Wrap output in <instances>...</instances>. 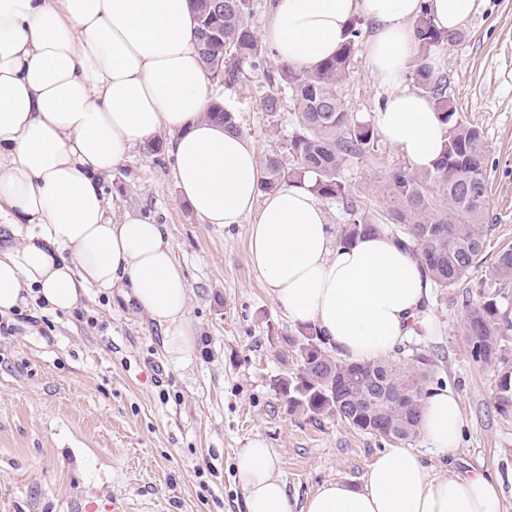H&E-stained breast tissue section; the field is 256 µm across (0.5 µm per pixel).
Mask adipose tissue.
I'll use <instances>...</instances> for the list:
<instances>
[{
    "label": "adipose tissue",
    "mask_w": 512,
    "mask_h": 512,
    "mask_svg": "<svg viewBox=\"0 0 512 512\" xmlns=\"http://www.w3.org/2000/svg\"><path fill=\"white\" fill-rule=\"evenodd\" d=\"M476 0H271L261 36L280 61L311 68L332 56L351 18L376 24L367 65L391 88L379 133L414 168L437 158L445 127L430 97L404 88L417 53L411 22L428 12L456 32ZM194 0H0V316L33 305L69 313L90 289L118 290L165 329L169 358L187 363L197 337L188 288L164 225L108 221L102 181L139 145L172 133L175 181L209 224L250 226V258L274 300L314 323L349 362L389 359L413 332L431 284L386 233L340 244L317 196L301 186L261 193L260 156L243 135L204 119L212 102L199 60ZM459 398L433 388L420 433L458 448ZM265 441L238 456L247 512H290ZM491 475L445 473L410 448H387L363 487L328 482L303 512H499Z\"/></svg>",
    "instance_id": "1"
}]
</instances>
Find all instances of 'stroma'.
Returning a JSON list of instances; mask_svg holds the SVG:
<instances>
[{"instance_id":"obj_1","label":"stroma","mask_w":512,"mask_h":512,"mask_svg":"<svg viewBox=\"0 0 512 512\" xmlns=\"http://www.w3.org/2000/svg\"><path fill=\"white\" fill-rule=\"evenodd\" d=\"M437 75L459 120L488 143V257L512 245V0H476L460 39L436 50ZM270 87L246 70L234 90L216 84L259 154L298 127L290 95L276 117L262 106ZM354 118L373 122L389 89L358 50L340 88ZM168 132L133 148L103 183L108 216H144L165 225L187 281V317L200 338L190 363L164 351V329L120 295L91 290L70 313L38 307L11 316L0 337V512H246L237 455L253 438L278 458L293 512L322 484L361 486L381 450L396 440L360 432L336 417L288 411L272 381L296 359L284 337L298 325L258 278L249 255L254 216L228 226L196 217L180 198ZM412 172L386 140L352 159L341 176L353 201L374 216L391 206L383 184ZM460 299L432 292L411 336L391 361L429 355L434 379L458 395L463 438L452 453H428L438 470L487 471L503 485L500 512H512V413L495 404L497 373L475 362Z\"/></svg>"}]
</instances>
